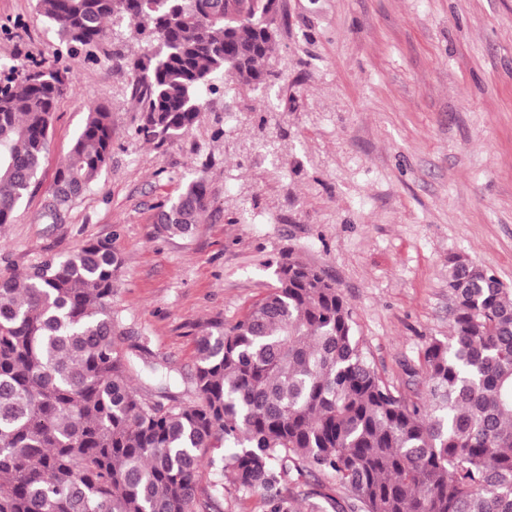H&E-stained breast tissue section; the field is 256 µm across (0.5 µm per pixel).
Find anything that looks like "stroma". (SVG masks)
<instances>
[{
  "label": "stroma",
  "instance_id": "stroma-1",
  "mask_svg": "<svg viewBox=\"0 0 512 512\" xmlns=\"http://www.w3.org/2000/svg\"><path fill=\"white\" fill-rule=\"evenodd\" d=\"M279 21L272 78L255 90L220 80L192 129L158 149L134 136L126 62L142 45L131 27L89 58L36 0H0V61L72 70L41 176L0 224V277L112 242L120 347L164 375L147 380L135 364L130 381L188 403L198 337L263 299L289 250L335 281L376 371L426 399L414 371L451 330L449 258L512 288V0H279ZM91 105L112 116L110 161L51 219L54 174ZM195 179L209 208L193 234L158 233L159 204ZM291 492L297 512H333L348 496L329 474Z\"/></svg>",
  "mask_w": 512,
  "mask_h": 512
}]
</instances>
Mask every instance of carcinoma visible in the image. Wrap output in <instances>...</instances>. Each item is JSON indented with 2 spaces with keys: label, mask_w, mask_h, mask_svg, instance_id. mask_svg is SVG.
Here are the masks:
<instances>
[{
  "label": "carcinoma",
  "mask_w": 512,
  "mask_h": 512,
  "mask_svg": "<svg viewBox=\"0 0 512 512\" xmlns=\"http://www.w3.org/2000/svg\"><path fill=\"white\" fill-rule=\"evenodd\" d=\"M273 0H37L72 48L92 54L125 20L145 44L127 62L136 138L161 148L189 131L214 82L266 81L278 44ZM71 68L0 63V224L38 180ZM111 113L88 116L53 179L49 216L96 183ZM203 180L160 206L158 230L188 235ZM120 262L108 241L0 280V512H216L220 476L297 512L292 472L336 475V512H512V288L448 259L453 323L430 343L429 400L405 399L363 355L352 311L324 271L292 252L276 285L235 324L197 340L198 401L164 406L127 378L112 310ZM224 455L211 456L214 448ZM217 476L205 499L199 477Z\"/></svg>",
  "instance_id": "1"
}]
</instances>
